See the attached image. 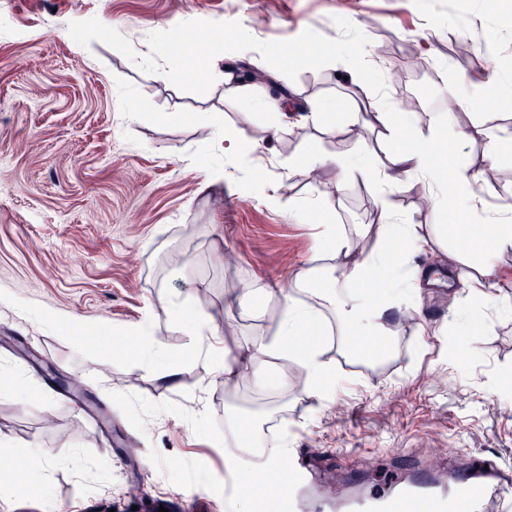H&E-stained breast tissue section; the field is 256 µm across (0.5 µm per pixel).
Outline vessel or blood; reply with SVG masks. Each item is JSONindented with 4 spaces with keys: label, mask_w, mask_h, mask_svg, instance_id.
<instances>
[{
    "label": "vessel or blood",
    "mask_w": 512,
    "mask_h": 512,
    "mask_svg": "<svg viewBox=\"0 0 512 512\" xmlns=\"http://www.w3.org/2000/svg\"><path fill=\"white\" fill-rule=\"evenodd\" d=\"M401 473L393 492L373 496L361 491L334 503L322 498L317 472L327 458L306 449L289 450L275 467L277 496L284 512H512V464L475 457L443 476L429 472L413 453L393 450Z\"/></svg>",
    "instance_id": "1"
}]
</instances>
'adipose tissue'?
I'll return each mask as SVG.
<instances>
[{"mask_svg": "<svg viewBox=\"0 0 512 512\" xmlns=\"http://www.w3.org/2000/svg\"><path fill=\"white\" fill-rule=\"evenodd\" d=\"M262 77L243 81L236 71L224 75L226 93L237 100L242 115H250L262 105L269 122L265 144L279 140L287 129L305 123L328 126L332 134L359 143L350 155L313 154L301 163L303 174L327 191L351 188L376 189L370 221L347 231L337 232L329 251L333 275L328 288L312 290L313 301L298 296L310 288L312 269L299 273L291 291L277 294L281 319L276 336H261L238 345L236 353L213 345L216 329L203 319L194 318L187 300L167 293L157 298L156 309L177 324L193 323L200 338L197 353L205 354L214 376L231 383L248 377L260 388H288L296 377H303L311 395L328 401L333 397L332 368L324 358L325 305L336 314L339 353L364 352L376 359L390 348L391 340L413 316L421 314L425 290L433 285L431 271L415 264L424 254L433 258L436 268L447 271L464 284L448 294V314L458 316L472 304L500 302L495 280L496 252L512 249V208L497 211L484 205V177L472 168L465 144L482 138L487 142L484 160L496 165L503 146L512 147V132L498 125H473L449 129L448 117L464 109L482 108L495 113L512 98V76L483 72L457 76L447 97L446 111L397 112L385 94L357 99V118L343 125L328 124L323 112H295L294 89L269 94ZM375 132L390 150L386 161H379L365 145L366 132ZM456 139V149H448V139ZM407 184L420 191L424 208L444 212L449 223L433 225L422 232L391 200L393 190ZM458 232L457 242H449L450 232ZM135 355L145 366L147 378L175 379L176 367L160 368L162 354L154 341V319L146 317L136 328ZM291 359L292 372L281 373L269 383L264 372L274 359Z\"/></svg>", "mask_w": 512, "mask_h": 512, "instance_id": "obj_1", "label": "adipose tissue"}]
</instances>
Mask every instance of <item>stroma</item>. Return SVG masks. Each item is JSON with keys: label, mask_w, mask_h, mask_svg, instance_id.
Returning a JSON list of instances; mask_svg holds the SVG:
<instances>
[{"label": "stroma", "mask_w": 512, "mask_h": 512, "mask_svg": "<svg viewBox=\"0 0 512 512\" xmlns=\"http://www.w3.org/2000/svg\"><path fill=\"white\" fill-rule=\"evenodd\" d=\"M471 15L450 0H0V294L21 302L0 304V460L12 463L0 485L42 486L0 499V512H154L179 496L189 512H235L223 480L237 497L249 482L220 445L228 405L262 415L268 432L286 428L290 447L333 455L322 483L334 497L351 493V471L365 492L390 490L392 448L415 449L442 472L470 455L512 462V309L484 308L470 347L449 352L434 333L447 314L444 281L381 364L327 340L336 391L324 406L300 378L275 393L212 381L209 362L190 354L191 326L162 317L156 337L180 363L176 381L148 380L131 353L132 330L164 291L231 325L229 348L273 336L280 307L264 291L328 269L319 225L348 229L374 205L375 191L361 188L311 209L323 187L289 167L310 152L357 149L312 124L226 166L225 137H260L268 119L257 110L241 122L225 65L245 56L273 66L300 99L349 119L357 93L380 91L376 78L343 82L292 47L309 56L348 32L401 64L430 47L434 66L392 99L398 111L424 108L450 90L439 71H512V0H493L474 30ZM245 25L249 40H235ZM178 32L191 36L180 49L170 43ZM160 65L170 80H158ZM467 151L486 171L489 205L512 201V152L488 169L483 140ZM252 168L274 183L276 202L255 191ZM214 171L223 179L210 182ZM245 284L257 291L246 317L225 297ZM65 314L81 338L56 325ZM36 448L64 455L36 471Z\"/></svg>", "instance_id": "stroma-1"}]
</instances>
